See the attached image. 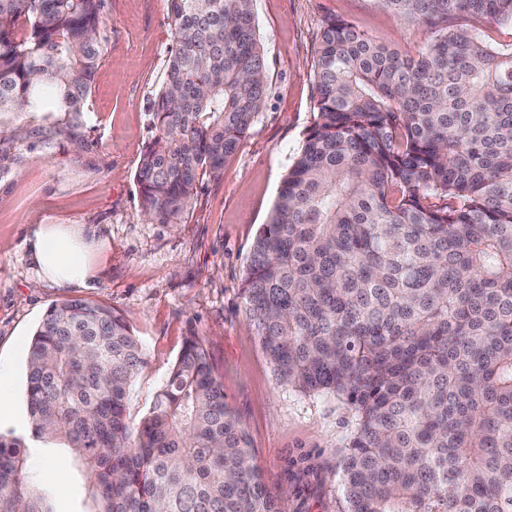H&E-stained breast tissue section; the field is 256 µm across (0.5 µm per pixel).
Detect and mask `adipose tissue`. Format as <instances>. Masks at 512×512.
<instances>
[{
    "label": "adipose tissue",
    "mask_w": 512,
    "mask_h": 512,
    "mask_svg": "<svg viewBox=\"0 0 512 512\" xmlns=\"http://www.w3.org/2000/svg\"><path fill=\"white\" fill-rule=\"evenodd\" d=\"M106 243L103 229L92 224H42L30 239L31 257L41 282L59 288H84L94 276L90 254Z\"/></svg>",
    "instance_id": "ef3b65f1"
}]
</instances>
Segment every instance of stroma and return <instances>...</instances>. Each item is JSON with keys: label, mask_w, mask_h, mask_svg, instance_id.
Here are the masks:
<instances>
[{"label": "stroma", "mask_w": 512, "mask_h": 512, "mask_svg": "<svg viewBox=\"0 0 512 512\" xmlns=\"http://www.w3.org/2000/svg\"><path fill=\"white\" fill-rule=\"evenodd\" d=\"M253 11L266 59L263 109L221 174L199 179L178 223L145 221L135 181L156 135L152 104L175 43L167 0H106L105 55L91 82L83 149L63 140L34 150L16 144L15 165L0 173V372L15 412L0 434L29 432L26 359L46 309L91 300L124 315L148 358L130 388L129 422L148 412L185 339L202 337L272 496L285 512H344L339 459L355 420L333 395L305 396L276 382L246 316L243 276L257 230L314 122L324 20L345 19L412 54L432 29L377 0H253ZM42 224L104 226L108 248L94 256L88 287L39 283L29 240ZM45 464L32 457L30 472L54 490L57 512H86L85 483L65 458L57 460L59 480Z\"/></svg>", "instance_id": "obj_1"}]
</instances>
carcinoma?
<instances>
[{
    "mask_svg": "<svg viewBox=\"0 0 512 512\" xmlns=\"http://www.w3.org/2000/svg\"><path fill=\"white\" fill-rule=\"evenodd\" d=\"M175 50L135 174L141 212L174 224L261 112L266 64L246 0H167ZM435 30L413 56L328 17L316 115L260 226L242 284L277 383L355 419L345 512H512V0H379ZM105 0H0V169L15 142L81 145ZM21 114L30 120L11 124ZM126 319L49 306L27 356L30 437L0 435V512H55L30 441L66 452L85 512H282L208 350L186 339L148 413Z\"/></svg>",
    "mask_w": 512,
    "mask_h": 512,
    "instance_id": "carcinoma-1",
    "label": "carcinoma"
}]
</instances>
